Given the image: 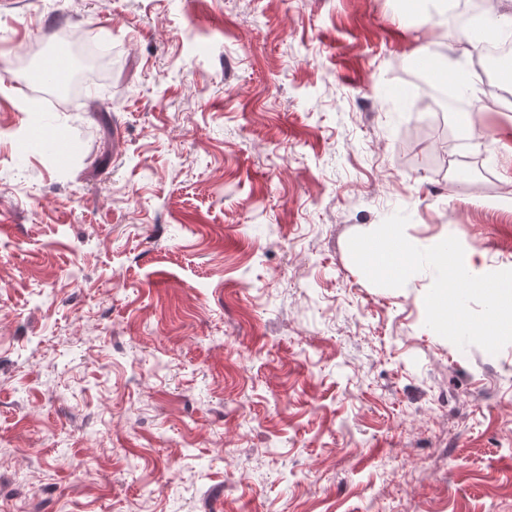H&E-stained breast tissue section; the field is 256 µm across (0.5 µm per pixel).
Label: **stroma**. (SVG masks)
<instances>
[{"label": "stroma", "instance_id": "1", "mask_svg": "<svg viewBox=\"0 0 512 512\" xmlns=\"http://www.w3.org/2000/svg\"><path fill=\"white\" fill-rule=\"evenodd\" d=\"M82 31L117 69L14 104ZM442 0H0V512H512V344L431 335L434 274L371 283L395 213L512 268V111ZM77 143L63 153L48 141Z\"/></svg>", "mask_w": 512, "mask_h": 512}]
</instances>
